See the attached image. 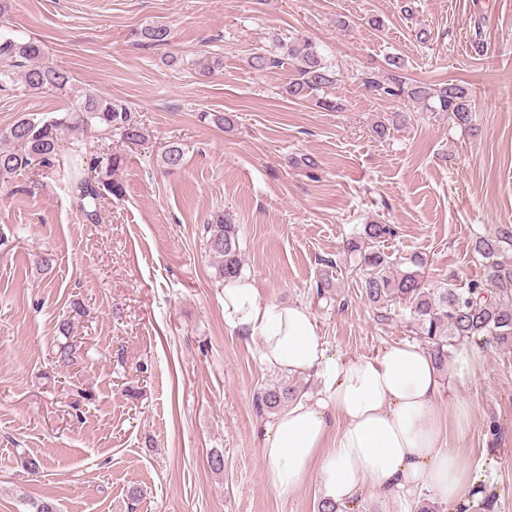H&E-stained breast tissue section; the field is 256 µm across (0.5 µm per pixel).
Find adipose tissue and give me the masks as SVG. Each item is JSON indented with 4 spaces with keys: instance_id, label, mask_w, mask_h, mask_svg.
<instances>
[{
    "instance_id": "ef3b65f1",
    "label": "adipose tissue",
    "mask_w": 512,
    "mask_h": 512,
    "mask_svg": "<svg viewBox=\"0 0 512 512\" xmlns=\"http://www.w3.org/2000/svg\"><path fill=\"white\" fill-rule=\"evenodd\" d=\"M224 325L259 338V359L284 376H310L317 391L277 414L263 437L268 486L281 498L319 476L324 495L339 505L364 488L408 501L428 489L448 503L460 501L472 474L452 441L464 437L472 410L444 399V381L473 380L480 354L460 347L440 371L427 349L414 343L383 347L347 359L332 353L302 304L265 301L255 281L224 285Z\"/></svg>"
}]
</instances>
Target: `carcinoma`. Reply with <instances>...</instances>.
Returning <instances> with one entry per match:
<instances>
[{"label":"carcinoma","mask_w":512,"mask_h":512,"mask_svg":"<svg viewBox=\"0 0 512 512\" xmlns=\"http://www.w3.org/2000/svg\"><path fill=\"white\" fill-rule=\"evenodd\" d=\"M136 36L143 42L165 45L170 41L171 30L165 24H152L140 29ZM275 42L280 57L253 53L248 58L250 68L263 72L287 59L295 66L297 75L284 87L285 96L310 101L325 111L336 110V101L325 95V91L335 85L336 73L318 47L304 36L288 40L277 36ZM390 66L395 72L387 74L385 79H364L370 91L407 100L428 112H442L452 126L470 128L473 95L467 85L413 83L400 75L399 60H392ZM0 91L22 96L52 92L67 100L56 112L26 113L0 130V180L56 166L65 177L67 190L84 220L97 223L100 200L108 194L116 198L124 195V186L116 178L124 157L107 150L87 162L81 149L74 146L65 154L63 148L75 136L88 131L108 140L116 136L127 145L144 143L145 128L132 115L129 106L90 89L76 88L68 71L46 60L42 43L7 35L0 36ZM183 164L181 144L166 145L158 163L162 171L171 173L181 169ZM203 230L209 249L217 259L219 277L231 280L241 276L238 225L219 212ZM393 234L388 224H366L363 236L350 239L346 244L347 251L358 254L363 262L362 293L379 320L392 321L409 312V323L442 371L448 366L451 346L491 342L512 346V224H503L492 234L476 237L473 251L483 262L484 277L471 279L462 286L450 283L436 289L426 287L421 271L423 259L413 257L409 259L411 268L398 271L384 252L374 249V244ZM297 396V388L282 383L260 393L256 404L260 410L278 409Z\"/></svg>","instance_id":"carcinoma-1"}]
</instances>
